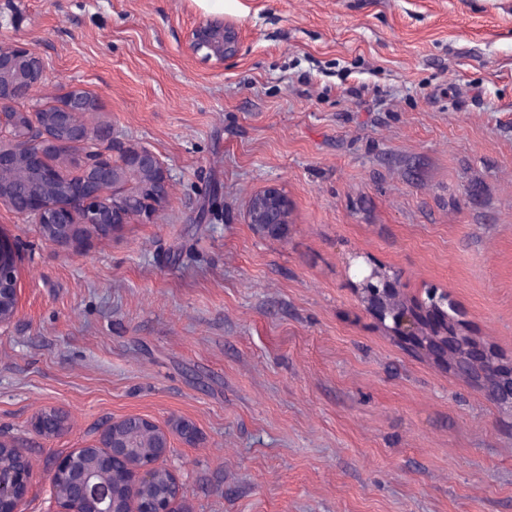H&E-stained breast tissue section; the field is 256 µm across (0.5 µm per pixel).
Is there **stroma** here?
Here are the masks:
<instances>
[{"mask_svg": "<svg viewBox=\"0 0 512 512\" xmlns=\"http://www.w3.org/2000/svg\"><path fill=\"white\" fill-rule=\"evenodd\" d=\"M0 0V43L46 76L16 108L99 98L100 139L146 147L169 201L72 245L0 207L18 308L0 330V435L33 462L24 512L108 423L185 419L159 462L184 512H512V408L361 305L373 269L447 295L512 366V0ZM239 31L224 62L199 22ZM277 184L282 239L247 221ZM55 408L53 438L32 422ZM238 32L224 20H204L190 32V46L195 51L206 50L208 57L224 61L225 56L235 52L238 44Z\"/></svg>", "mask_w": 512, "mask_h": 512, "instance_id": "obj_1", "label": "stroma"}]
</instances>
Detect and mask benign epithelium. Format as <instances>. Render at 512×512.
Listing matches in <instances>:
<instances>
[{
    "instance_id": "obj_1",
    "label": "benign epithelium",
    "mask_w": 512,
    "mask_h": 512,
    "mask_svg": "<svg viewBox=\"0 0 512 512\" xmlns=\"http://www.w3.org/2000/svg\"><path fill=\"white\" fill-rule=\"evenodd\" d=\"M236 29L222 20H204L189 34L190 46L195 51L218 61L235 52L238 44ZM44 76V63L22 44L0 46V169L12 166L20 159L34 170L44 182L57 177V171L48 163V156L61 153L71 145L98 136L95 129L81 121V116L95 111L94 97L84 90L70 91L55 111L44 113L36 108L20 114L13 110V102L39 85ZM29 122V139L17 137L19 116ZM148 169L155 172L152 183V202L162 203L169 195L167 174L158 157L147 148L122 152L120 160L110 155H96L86 165L82 176L73 184L69 194L48 196L40 190L32 191L22 199L7 187L0 185V206L21 210L37 224H55L60 233L55 243H70L80 239L77 227L85 224L95 229L112 231L127 223L133 216L146 221L153 219L151 208L125 209L111 207L107 198L113 187L124 181L130 170ZM248 223H288V197L281 188L271 185L255 193L248 208ZM391 278L379 271L365 277L359 289L364 307L379 319L386 314L379 308V296L394 292ZM18 300L15 252L0 241V327L11 322ZM447 297L434 296L429 305L408 304L391 316L393 333L417 348L446 362L450 347H458L461 337L446 331L452 321L444 310ZM95 447L102 452L86 461L88 452L77 448L62 457L51 473V479L62 478L70 492L64 499H54L56 512H84L87 505L93 512H177L181 486L172 478L176 492H161L148 496L144 490L154 484L155 460L151 453L135 448L130 441L118 436L113 425L99 434ZM32 470L27 467L0 466V512H22L29 492Z\"/></svg>"
}]
</instances>
